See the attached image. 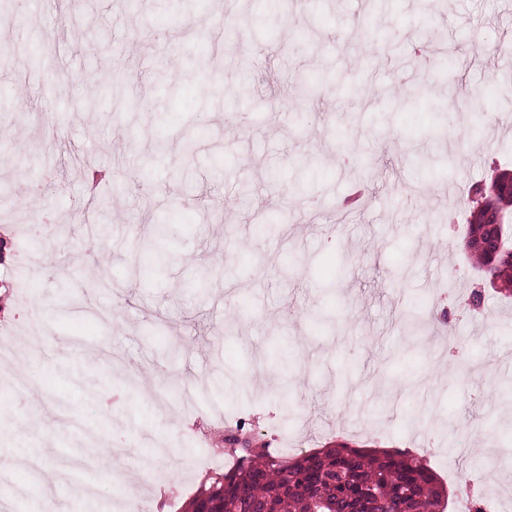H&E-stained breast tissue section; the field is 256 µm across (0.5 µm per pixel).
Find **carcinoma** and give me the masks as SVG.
<instances>
[{"instance_id": "1", "label": "carcinoma", "mask_w": 512, "mask_h": 512, "mask_svg": "<svg viewBox=\"0 0 512 512\" xmlns=\"http://www.w3.org/2000/svg\"><path fill=\"white\" fill-rule=\"evenodd\" d=\"M466 255L512 292V243L498 206L470 211ZM229 472L206 473L190 512H445L448 492L427 459L407 450L368 452L341 444L299 458L232 450Z\"/></svg>"}]
</instances>
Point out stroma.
Segmentation results:
<instances>
[{"mask_svg": "<svg viewBox=\"0 0 512 512\" xmlns=\"http://www.w3.org/2000/svg\"><path fill=\"white\" fill-rule=\"evenodd\" d=\"M393 2L386 14L372 0H200L176 16L165 0H23L0 23V229L51 214L33 248L39 416L0 388V454L28 512L46 494L67 512H121L98 459L127 446L139 507L159 512L170 489L182 512L200 480L181 461L218 423L272 448L296 430L303 453L420 452L448 488L469 481L512 512V295L462 246L472 188L512 174V0L428 14ZM242 82V106L218 98ZM116 83L120 110L83 108ZM487 94L477 133L468 103ZM89 164L106 175L93 187ZM357 186L361 205L342 210ZM95 196L109 204L92 239L75 218ZM148 200L171 227L160 271L131 258ZM86 249L90 268L76 261ZM473 287L477 316L460 302ZM414 311L446 323L407 336ZM264 373L287 393H267ZM20 448L83 466L38 494Z\"/></svg>", "mask_w": 512, "mask_h": 512, "instance_id": "stroma-1", "label": "stroma"}]
</instances>
